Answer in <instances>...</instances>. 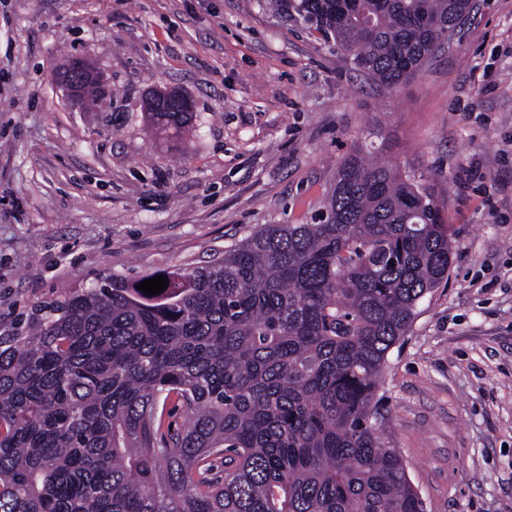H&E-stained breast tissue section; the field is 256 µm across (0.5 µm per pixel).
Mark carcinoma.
Masks as SVG:
<instances>
[{"label":"carcinoma","mask_w":512,"mask_h":512,"mask_svg":"<svg viewBox=\"0 0 512 512\" xmlns=\"http://www.w3.org/2000/svg\"><path fill=\"white\" fill-rule=\"evenodd\" d=\"M394 88L471 0H259ZM151 112L178 134L191 112ZM359 147L313 224L148 296L107 277L0 333V512H423L376 425L388 351L448 279L430 187ZM175 395L186 425L164 428Z\"/></svg>","instance_id":"obj_1"}]
</instances>
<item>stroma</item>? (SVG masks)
Returning <instances> with one entry per match:
<instances>
[{
	"label": "stroma",
	"mask_w": 512,
	"mask_h": 512,
	"mask_svg": "<svg viewBox=\"0 0 512 512\" xmlns=\"http://www.w3.org/2000/svg\"><path fill=\"white\" fill-rule=\"evenodd\" d=\"M75 57L102 107L59 84ZM170 89L193 102L181 135L148 129ZM358 145L424 175L454 240L388 353L381 436L425 512H512V0L393 89L258 0H0V327L312 223Z\"/></svg>",
	"instance_id": "obj_1"
}]
</instances>
